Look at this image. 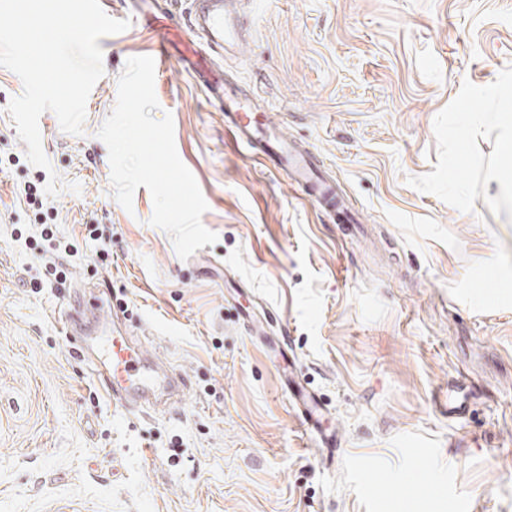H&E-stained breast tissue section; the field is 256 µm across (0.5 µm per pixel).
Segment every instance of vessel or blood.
<instances>
[{"instance_id":"b4317fda","label":"vessel or blood","mask_w":512,"mask_h":512,"mask_svg":"<svg viewBox=\"0 0 512 512\" xmlns=\"http://www.w3.org/2000/svg\"><path fill=\"white\" fill-rule=\"evenodd\" d=\"M195 10L187 25L175 24L169 9L157 0H131L126 12L132 22L149 29L156 39L152 53L156 65L176 57L182 70L206 99L223 112L237 141L253 157L271 161L274 168L288 170L298 190L320 211L333 213L345 199L333 178L318 171L319 162L305 147L282 138L270 118H257V105L240 84L228 81L216 52L234 50L243 40L235 17L237 0H194ZM81 356L95 378L125 410L156 405L160 395L181 396L183 377L165 368L146 370L148 354L123 330H108L98 324L97 335L82 345ZM288 393L306 425H314L321 414L315 399L304 393L296 379H289Z\"/></svg>"}]
</instances>
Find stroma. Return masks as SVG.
Wrapping results in <instances>:
<instances>
[{
    "mask_svg": "<svg viewBox=\"0 0 512 512\" xmlns=\"http://www.w3.org/2000/svg\"><path fill=\"white\" fill-rule=\"evenodd\" d=\"M220 55L360 223L325 214L238 146L176 60L155 75L215 244L189 259L150 192L115 199L97 132L128 58L112 35L82 135L39 119L33 166L0 67V512H512V0H238ZM57 195H48L49 179ZM77 239L65 280L34 248ZM104 240L82 242L85 225ZM187 390L123 411L61 321L84 286ZM325 410L317 447L269 337Z\"/></svg>",
    "mask_w": 512,
    "mask_h": 512,
    "instance_id": "35a3bbf8",
    "label": "stroma"
}]
</instances>
